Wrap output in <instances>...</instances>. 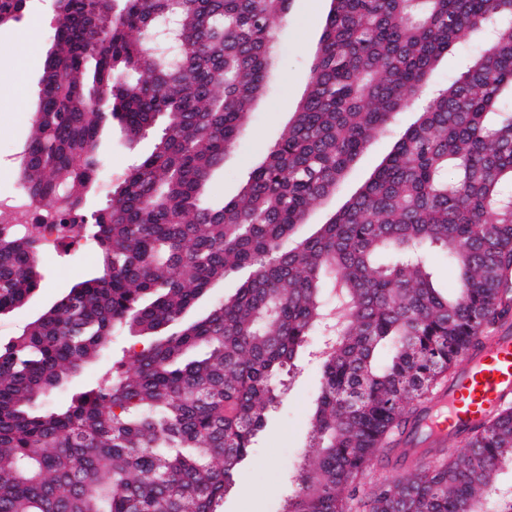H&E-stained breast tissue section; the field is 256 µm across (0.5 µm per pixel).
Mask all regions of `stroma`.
Segmentation results:
<instances>
[{
    "instance_id": "35a3bbf8",
    "label": "stroma",
    "mask_w": 512,
    "mask_h": 512,
    "mask_svg": "<svg viewBox=\"0 0 512 512\" xmlns=\"http://www.w3.org/2000/svg\"><path fill=\"white\" fill-rule=\"evenodd\" d=\"M328 6V0H290L286 20L275 29L276 64L267 93L255 105L223 169L210 177L205 197L208 204L215 206L235 196L244 179L241 157L260 160L264 150L287 129L310 80ZM21 29L18 23L0 27V196L12 195L21 189L17 166L30 138L39 80L52 46L51 28L43 26L37 45L25 59H18L16 41ZM153 142L149 135L129 140L117 123L106 125L100 137L105 170L111 171L113 180H121L136 160L151 152ZM394 142V136L373 141L353 163L336 195L312 208L307 224L298 228L299 235L312 234L318 224L338 210L387 155ZM97 265L96 250L86 245L41 253V285L23 307L0 316V339L15 335ZM324 341L322 335L313 336L301 352L296 367L285 374L283 393L268 409L251 455L240 463L234 485L224 497L223 512H282L293 490L294 466L312 453L311 419L322 384L318 351Z\"/></svg>"
}]
</instances>
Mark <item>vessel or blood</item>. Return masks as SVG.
Returning <instances> with one entry per match:
<instances>
[{"instance_id":"obj_1","label":"vessel or blood","mask_w":512,"mask_h":512,"mask_svg":"<svg viewBox=\"0 0 512 512\" xmlns=\"http://www.w3.org/2000/svg\"><path fill=\"white\" fill-rule=\"evenodd\" d=\"M512 397V330L503 328L481 350L470 352L447 390L436 398L448 411L434 424L435 438H449Z\"/></svg>"}]
</instances>
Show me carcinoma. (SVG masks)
<instances>
[{
	"mask_svg": "<svg viewBox=\"0 0 512 512\" xmlns=\"http://www.w3.org/2000/svg\"><path fill=\"white\" fill-rule=\"evenodd\" d=\"M28 0H0V25ZM289 0H64L39 81L23 190L80 209L101 174V130L152 152L82 215L99 267L0 340V512H220L281 375L330 332L312 457L283 512H512V405L453 441L419 421L466 354L512 314V0H331L311 77L279 139L237 196L204 203L275 65ZM480 45L427 92L442 56ZM112 90L103 99L98 91ZM429 93L369 178L308 237L394 115ZM441 248L458 287H434ZM42 237L0 224V314L41 284ZM236 292L192 321L209 288ZM336 291L335 322L323 300ZM127 326L148 339L93 385L37 412L100 361ZM421 440L428 463L409 460ZM399 475L366 490L375 465ZM247 275L248 271H242L225 279L224 282L217 283L196 303L190 316L206 315L217 299L224 297V295L234 293L235 289L240 285V282L245 279Z\"/></svg>",
	"mask_w": 512,
	"mask_h": 512,
	"instance_id": "obj_1",
	"label": "carcinoma"
}]
</instances>
